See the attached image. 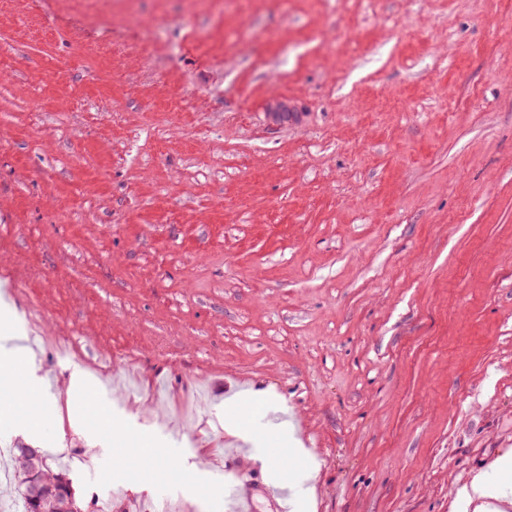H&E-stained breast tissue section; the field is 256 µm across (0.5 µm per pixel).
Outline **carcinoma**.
Returning <instances> with one entry per match:
<instances>
[{"label": "carcinoma", "mask_w": 512, "mask_h": 512, "mask_svg": "<svg viewBox=\"0 0 512 512\" xmlns=\"http://www.w3.org/2000/svg\"><path fill=\"white\" fill-rule=\"evenodd\" d=\"M14 459L19 477L22 512H83L76 503L71 484L65 474L60 470L54 471L44 455L39 453L36 459L30 460L26 457L24 449L19 448ZM37 471L42 473L47 482L58 486L60 492L39 501L31 500L27 491L30 478Z\"/></svg>", "instance_id": "1"}]
</instances>
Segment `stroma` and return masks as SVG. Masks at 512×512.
I'll return each instance as SVG.
<instances>
[{
  "mask_svg": "<svg viewBox=\"0 0 512 512\" xmlns=\"http://www.w3.org/2000/svg\"><path fill=\"white\" fill-rule=\"evenodd\" d=\"M2 283L0 512L20 446L93 512H273L272 439L290 512H450L512 450V0H0ZM24 356V381L25 386L22 388L19 401H31L38 399L41 395L43 380L39 377L35 370V363L32 356L21 354L14 349L2 348L0 352V385L10 384L17 375V365L19 357ZM71 388L84 396L85 407L97 417L99 426L102 429H111L112 410L100 403L94 383L87 377L76 373L72 376ZM217 493H223L224 499L229 502L231 512H255V502L253 494L248 491L240 490L236 485L229 488L224 484L223 487H216Z\"/></svg>",
  "mask_w": 512,
  "mask_h": 512,
  "instance_id": "obj_1",
  "label": "stroma"
}]
</instances>
